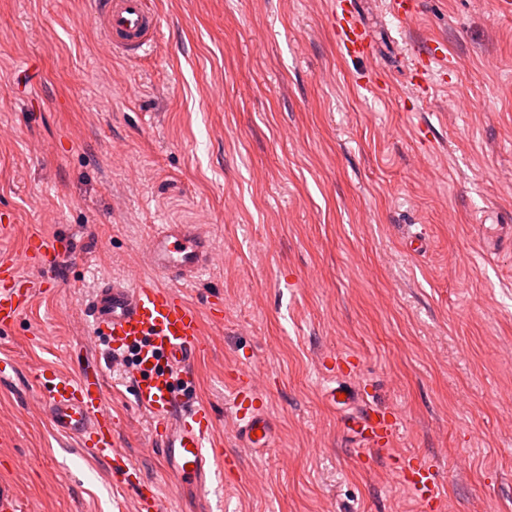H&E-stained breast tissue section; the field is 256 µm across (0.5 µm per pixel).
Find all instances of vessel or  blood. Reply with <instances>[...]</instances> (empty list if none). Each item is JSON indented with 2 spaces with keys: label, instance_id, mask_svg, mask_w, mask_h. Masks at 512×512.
Wrapping results in <instances>:
<instances>
[{
  "label": "vessel or blood",
  "instance_id": "vessel-or-blood-1",
  "mask_svg": "<svg viewBox=\"0 0 512 512\" xmlns=\"http://www.w3.org/2000/svg\"><path fill=\"white\" fill-rule=\"evenodd\" d=\"M419 5L420 0H389V13L405 25L417 15ZM94 14L113 51L134 58L150 49L158 17L146 0H94ZM331 24L343 55L361 60L373 57L375 44L360 17L357 0H336ZM60 253L58 240L37 237L22 258L0 259L1 330L18 322L33 297V288L20 275L19 265L47 271ZM145 257L160 274V281L101 282L88 299L90 329L114 356L139 346L142 366L133 374L132 386L137 407L150 420L153 447L176 487L199 493L222 478L224 471L211 466L210 407L184 397L195 384L192 366L204 343L200 312L169 283L199 279L213 255L206 235L195 226L162 224L149 236ZM38 378L47 388L43 408L58 435L78 440L105 462L122 459L116 423L104 405L100 367L82 366L74 377L45 368ZM230 404L240 443L258 453L269 448L272 423L249 372L238 373ZM345 424L363 451L391 444L399 432L396 416L369 406L347 417ZM390 464L421 512H436L441 485L435 463L426 457L395 456ZM119 481L135 487L136 512H166L158 490L142 480L136 467L123 468Z\"/></svg>",
  "mask_w": 512,
  "mask_h": 512
}]
</instances>
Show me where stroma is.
Returning <instances> with one entry per match:
<instances>
[{
	"mask_svg": "<svg viewBox=\"0 0 512 512\" xmlns=\"http://www.w3.org/2000/svg\"><path fill=\"white\" fill-rule=\"evenodd\" d=\"M159 28L139 58L104 42L90 0H0V255L31 237L72 250L9 330L0 356V484L23 512H134L135 493L59 436L34 373L103 367L105 406L129 461L168 512H197L150 449L128 375L108 365L85 303L97 281L156 279L160 224H195L215 261L175 283L205 343L188 397L214 411L212 512H419L390 450L429 456L442 512H512V14L495 0H422L399 27L360 0L376 53L345 58L332 0H150ZM441 47L413 97L412 55ZM429 238L426 252L407 232ZM402 427L357 453L324 391L337 360ZM250 371L275 426L238 446L228 395Z\"/></svg>",
	"mask_w": 512,
	"mask_h": 512,
	"instance_id": "1",
	"label": "stroma"
}]
</instances>
